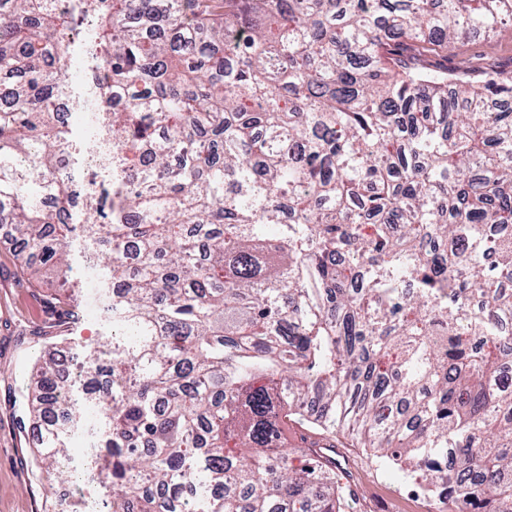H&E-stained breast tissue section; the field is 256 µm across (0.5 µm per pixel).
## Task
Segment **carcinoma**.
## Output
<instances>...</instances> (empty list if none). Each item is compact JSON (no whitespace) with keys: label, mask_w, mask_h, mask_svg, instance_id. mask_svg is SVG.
Masks as SVG:
<instances>
[{"label":"carcinoma","mask_w":512,"mask_h":512,"mask_svg":"<svg viewBox=\"0 0 512 512\" xmlns=\"http://www.w3.org/2000/svg\"><path fill=\"white\" fill-rule=\"evenodd\" d=\"M77 9L123 102L80 209L112 292L85 356L111 377L90 402L112 512H350L340 433L440 512H512V73L422 64L512 39V0ZM74 25L0 0V224L62 285ZM67 387L49 357L28 395L62 480Z\"/></svg>","instance_id":"cac0c4a2"}]
</instances>
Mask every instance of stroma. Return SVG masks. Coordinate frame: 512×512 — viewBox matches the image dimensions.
<instances>
[{"label":"stroma","instance_id":"35a3bbf8","mask_svg":"<svg viewBox=\"0 0 512 512\" xmlns=\"http://www.w3.org/2000/svg\"><path fill=\"white\" fill-rule=\"evenodd\" d=\"M484 42V36L475 35L449 47V66L491 62L511 71L512 41L500 42L490 61L483 55ZM14 239V232L0 229V512H88L90 504L102 502V483H84L74 465L62 481L35 461L37 429L27 393L34 365L50 344L65 356L80 358L83 350L111 338L112 320L94 315L92 299L80 286L70 305L55 304L52 289L23 273ZM72 305L79 320L67 314ZM336 457L353 464L351 484L358 493L354 512H429L413 484L395 470L376 467L368 449L340 447Z\"/></svg>","mask_w":512,"mask_h":512}]
</instances>
